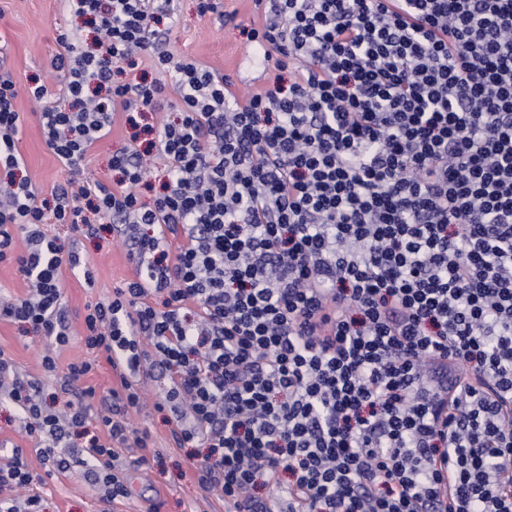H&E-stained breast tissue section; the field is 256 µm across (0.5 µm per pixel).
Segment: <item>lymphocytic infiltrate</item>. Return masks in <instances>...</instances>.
I'll use <instances>...</instances> for the list:
<instances>
[{"label": "lymphocytic infiltrate", "instance_id": "obj_1", "mask_svg": "<svg viewBox=\"0 0 512 512\" xmlns=\"http://www.w3.org/2000/svg\"><path fill=\"white\" fill-rule=\"evenodd\" d=\"M61 2L93 43L58 32L59 84L27 91L79 182L23 177L0 76V262L32 289L0 318L67 344L62 271L94 276L46 227L116 224L136 275L84 317L120 381L82 448L103 503L128 495L116 446L152 452L125 421L148 376L168 381L170 444L205 448L198 484L233 512L281 492L288 512H512V0H262L245 34L268 84L242 100L160 49L173 0ZM139 58L152 83L128 78ZM170 91L177 110L140 126ZM118 113L167 159L153 203L131 147L83 178ZM93 370L69 365L62 412L0 350V403L54 471ZM22 457L0 462V512H43Z\"/></svg>", "mask_w": 512, "mask_h": 512}]
</instances>
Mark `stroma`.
I'll return each instance as SVG.
<instances>
[{
    "mask_svg": "<svg viewBox=\"0 0 512 512\" xmlns=\"http://www.w3.org/2000/svg\"><path fill=\"white\" fill-rule=\"evenodd\" d=\"M218 14L200 15L197 0H175L170 33L161 44L174 59L191 58L224 74L233 82L236 94H243L247 79L261 68V61L250 55L243 26L257 22L253 0H221ZM66 29L85 40L91 28L62 9L60 0H0V72H10L21 92L14 102L22 119L18 149L25 160L32 183L42 191L67 183L70 174L47 149L37 118L38 104L23 88L33 79H46L52 72L51 60L58 53V30ZM129 131L123 121H116L110 134L91 151L84 178L88 181L107 178L113 151L127 144ZM80 251L92 270L95 284L87 286L81 272L64 271L61 278L63 303L70 326V341L52 349L49 338L37 333H22L18 326L0 320V348L8 351L18 374L39 382L48 404L65 409L76 396L61 387L62 373L68 365L82 360H95V371L85 378L96 396L92 409L100 407L102 397L119 386L105 355H93L84 342L83 319L88 306L112 297L115 288L134 277L135 263L126 250L117 245L115 234L82 239ZM53 350L57 372L45 374L41 355ZM165 380L149 379L143 384L148 395L146 403L130 411L132 428L148 432L159 451L158 456L141 460L134 447L118 448L117 463L129 489V496L116 503L117 512H188L198 506L200 512H226L223 499L203 491L197 483L195 469L187 450L169 447L170 426L166 411L157 409L152 401ZM21 448L23 461L35 478L33 489L45 500L44 512H100L101 493L88 484L80 468L47 476V467L25 435L17 413L10 406L0 407V458Z\"/></svg>",
    "mask_w": 512,
    "mask_h": 512,
    "instance_id": "1",
    "label": "stroma"
}]
</instances>
